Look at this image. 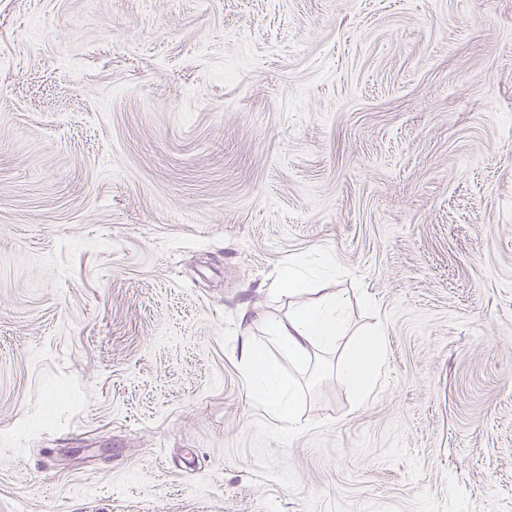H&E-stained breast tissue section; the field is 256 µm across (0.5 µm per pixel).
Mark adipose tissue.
I'll list each match as a JSON object with an SVG mask.
<instances>
[{
	"label": "adipose tissue",
	"instance_id": "1",
	"mask_svg": "<svg viewBox=\"0 0 512 512\" xmlns=\"http://www.w3.org/2000/svg\"><path fill=\"white\" fill-rule=\"evenodd\" d=\"M344 306L342 297L326 292L316 303L295 308L287 322L271 321L267 328L281 351L302 364L308 359L310 346L335 345L344 328Z\"/></svg>",
	"mask_w": 512,
	"mask_h": 512
}]
</instances>
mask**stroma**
I'll return each mask as SVG.
<instances>
[{
    "instance_id": "1",
    "label": "stroma",
    "mask_w": 512,
    "mask_h": 512,
    "mask_svg": "<svg viewBox=\"0 0 512 512\" xmlns=\"http://www.w3.org/2000/svg\"><path fill=\"white\" fill-rule=\"evenodd\" d=\"M300 259L387 361L292 492ZM0 512H512V0H0ZM313 282L297 273H289L272 290L288 296H300L302 294L321 292L325 288H312Z\"/></svg>"
}]
</instances>
